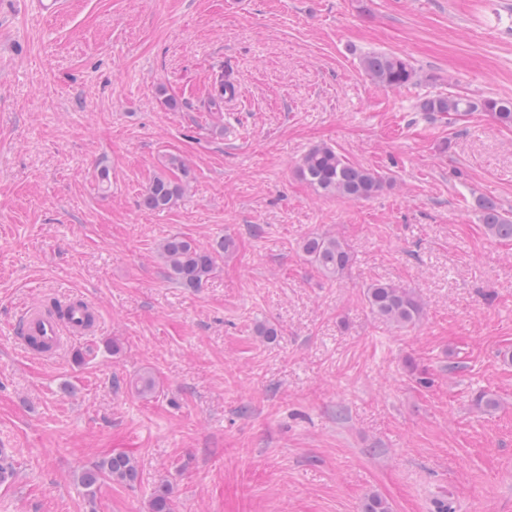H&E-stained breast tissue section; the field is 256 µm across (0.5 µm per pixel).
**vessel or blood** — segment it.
Listing matches in <instances>:
<instances>
[{
  "instance_id": "1",
  "label": "vessel or blood",
  "mask_w": 512,
  "mask_h": 512,
  "mask_svg": "<svg viewBox=\"0 0 512 512\" xmlns=\"http://www.w3.org/2000/svg\"><path fill=\"white\" fill-rule=\"evenodd\" d=\"M89 306L85 300H77L67 320H59L37 305L26 307L16 328V342L21 348H28L31 341H38L44 353H57L68 338L83 335V323Z\"/></svg>"
}]
</instances>
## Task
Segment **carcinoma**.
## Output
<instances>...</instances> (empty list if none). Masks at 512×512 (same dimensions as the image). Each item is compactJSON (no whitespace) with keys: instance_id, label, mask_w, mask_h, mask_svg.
<instances>
[{"instance_id":"cac0c4a2","label":"carcinoma","mask_w":512,"mask_h":512,"mask_svg":"<svg viewBox=\"0 0 512 512\" xmlns=\"http://www.w3.org/2000/svg\"><path fill=\"white\" fill-rule=\"evenodd\" d=\"M364 73L375 84L387 89H399L417 81L416 70L403 58L369 53L362 58ZM420 110L430 115L464 116L469 112H487L498 123L512 127V101L495 98L473 99L464 95H435L420 101ZM169 166L176 178L159 175L145 190L141 205L152 211L171 207L181 195L190 171L184 162L172 157ZM298 174L314 191L326 196H342L351 200H367L382 187L381 177L362 166L348 161L327 145H315L303 156ZM474 205L481 213V223L494 237L512 240V217L505 215L492 200L478 196ZM234 248L231 238L202 246L183 235L166 238L160 254L169 268L170 276L186 288L200 287L216 268L218 261ZM306 260L326 278L335 280L351 265L352 257L343 242L330 234L307 236L300 242ZM371 313L378 319L398 328L415 324L422 314V305L407 288L391 282L377 281L365 293ZM132 487L140 480L134 457L119 452L82 470L79 484L92 496L105 481ZM150 512H172L167 488L161 487L150 502Z\"/></svg>"}]
</instances>
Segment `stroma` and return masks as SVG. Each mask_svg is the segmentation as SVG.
I'll return each mask as SVG.
<instances>
[{
	"label": "stroma",
	"mask_w": 512,
	"mask_h": 512,
	"mask_svg": "<svg viewBox=\"0 0 512 512\" xmlns=\"http://www.w3.org/2000/svg\"><path fill=\"white\" fill-rule=\"evenodd\" d=\"M370 52L421 82L374 84ZM220 70L242 95L214 112ZM436 94L512 99V0H68L50 19L0 0V512H149L162 486L173 512H512V242L474 208L512 217V128L430 118ZM319 144L381 190L316 194L297 166ZM172 156L189 182L144 209ZM316 233L353 254L337 280L299 249ZM173 234L235 249L186 288L159 255ZM376 281L420 321L374 317ZM72 296L98 330L24 353L22 308ZM117 452L140 483L87 497L77 475ZM474 205L481 213V223L494 237L501 240H512V217L505 215L492 200L478 196ZM371 313L378 319L398 328L416 324L422 314V305L407 288L391 282L376 281L365 293Z\"/></svg>",
	"instance_id": "obj_1"
}]
</instances>
